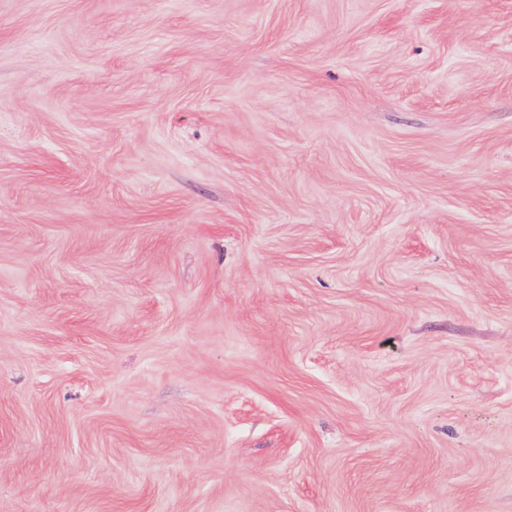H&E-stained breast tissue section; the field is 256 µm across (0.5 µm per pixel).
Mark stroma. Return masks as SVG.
I'll return each instance as SVG.
<instances>
[{
  "instance_id": "1",
  "label": "stroma",
  "mask_w": 512,
  "mask_h": 512,
  "mask_svg": "<svg viewBox=\"0 0 512 512\" xmlns=\"http://www.w3.org/2000/svg\"><path fill=\"white\" fill-rule=\"evenodd\" d=\"M0 512H512V0H0Z\"/></svg>"
}]
</instances>
